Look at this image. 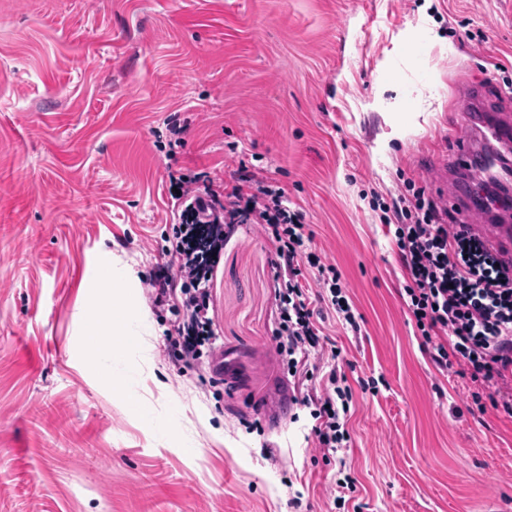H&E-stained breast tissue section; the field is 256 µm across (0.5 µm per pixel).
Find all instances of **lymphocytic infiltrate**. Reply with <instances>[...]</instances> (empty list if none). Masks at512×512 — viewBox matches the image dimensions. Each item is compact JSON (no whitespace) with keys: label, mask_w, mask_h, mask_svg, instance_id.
Returning a JSON list of instances; mask_svg holds the SVG:
<instances>
[{"label":"lymphocytic infiltrate","mask_w":512,"mask_h":512,"mask_svg":"<svg viewBox=\"0 0 512 512\" xmlns=\"http://www.w3.org/2000/svg\"><path fill=\"white\" fill-rule=\"evenodd\" d=\"M192 187L190 178H171L189 202L174 225V242L166 272L150 280L155 306L168 307L172 318L166 341L176 369L194 364L213 335L207 283L224 245L225 225L252 221L263 225L282 261L276 349L287 358L291 375L309 382L305 368L309 350L319 347L322 307L332 308L347 324H355L353 306L335 266L322 264L309 251L303 216L284 203L282 188L215 185L209 175ZM392 217L395 244L404 272L403 301L415 322L422 349L440 371L459 368L485 393L491 405L512 415V259L493 248L487 235L467 224H444L440 208L423 191L399 196L382 205ZM317 269L323 293L310 296L303 274ZM180 301H172L173 292ZM352 397L330 373L323 388L294 394L295 404L310 408L312 434L318 448L337 451L350 436L345 414Z\"/></svg>","instance_id":"lymphocytic-infiltrate-1"}]
</instances>
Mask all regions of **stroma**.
Returning <instances> with one entry per match:
<instances>
[{"mask_svg": "<svg viewBox=\"0 0 512 512\" xmlns=\"http://www.w3.org/2000/svg\"><path fill=\"white\" fill-rule=\"evenodd\" d=\"M476 86L512 114V0H0V512H512V416L424 353L367 201L457 179L475 124L454 100ZM241 168L303 213L360 325L327 312L308 360L354 386L329 456L287 400L262 225L225 227L208 283L232 382L176 374L147 293L179 221L170 174ZM104 304L142 347L94 350Z\"/></svg>", "mask_w": 512, "mask_h": 512, "instance_id": "35a3bbf8", "label": "stroma"}]
</instances>
